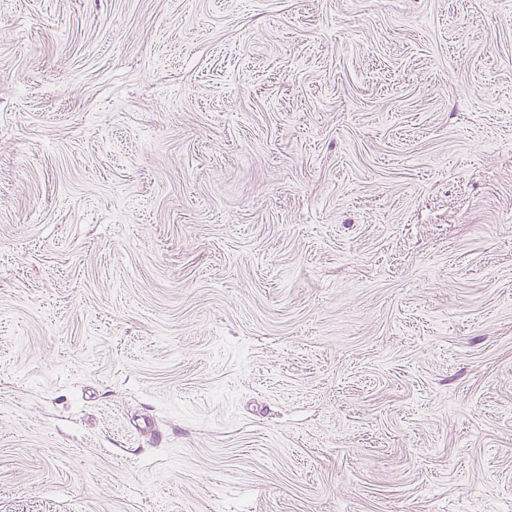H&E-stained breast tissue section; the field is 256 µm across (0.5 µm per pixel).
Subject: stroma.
<instances>
[{"instance_id":"1","label":"stroma","mask_w":512,"mask_h":512,"mask_svg":"<svg viewBox=\"0 0 512 512\" xmlns=\"http://www.w3.org/2000/svg\"><path fill=\"white\" fill-rule=\"evenodd\" d=\"M0 512H512V0H0Z\"/></svg>"}]
</instances>
